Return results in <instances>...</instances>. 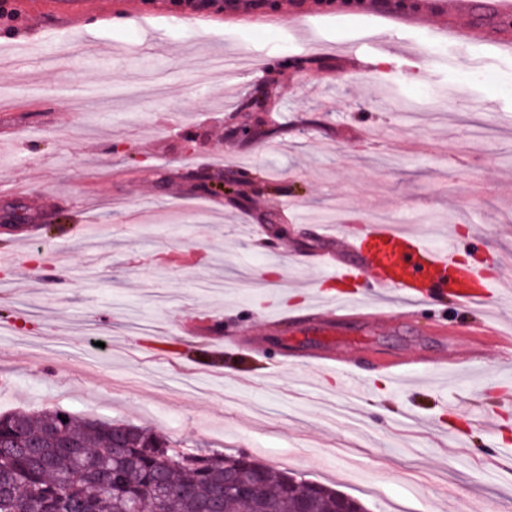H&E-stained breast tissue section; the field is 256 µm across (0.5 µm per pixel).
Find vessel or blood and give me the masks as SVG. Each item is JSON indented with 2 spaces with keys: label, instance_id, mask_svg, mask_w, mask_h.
<instances>
[{
  "label": "vessel or blood",
  "instance_id": "vessel-or-blood-1",
  "mask_svg": "<svg viewBox=\"0 0 512 512\" xmlns=\"http://www.w3.org/2000/svg\"><path fill=\"white\" fill-rule=\"evenodd\" d=\"M448 12L463 16L465 25L449 23L448 37L494 46L512 55V33L502 30L503 21L512 18V0H447ZM328 273L345 280L354 273L374 277V289L356 296L341 294L330 308L313 307L290 322L304 332L332 335L354 319L365 326L383 323L388 313L380 305L383 291L399 293L412 307L427 302L453 301L466 310L480 308L483 298L497 294L496 280L481 277L478 271L462 268L452 248L432 246L416 233L398 224H370L359 235L341 233L336 247L324 252ZM482 338L475 341L459 362L468 365L482 359L484 337H491L501 351L512 353V336L502 332L493 321L484 320Z\"/></svg>",
  "mask_w": 512,
  "mask_h": 512
}]
</instances>
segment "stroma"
Returning <instances> with one entry per match:
<instances>
[{
    "instance_id": "obj_1",
    "label": "stroma",
    "mask_w": 512,
    "mask_h": 512,
    "mask_svg": "<svg viewBox=\"0 0 512 512\" xmlns=\"http://www.w3.org/2000/svg\"><path fill=\"white\" fill-rule=\"evenodd\" d=\"M0 24V414L63 408L152 426L182 448L248 453L335 488L368 512H473L512 501V361L367 369L359 396L329 367L282 366L331 346L350 357L463 355L478 313L447 302L363 334L266 329L335 280L311 256L336 232L405 224L495 264L512 282V57L436 37L434 16L300 10L196 16L170 0H14ZM389 52L358 72L349 44ZM276 76L262 118L232 135L258 64ZM480 64L489 81L469 77ZM227 192H198L194 173ZM296 208L287 220L281 202ZM67 282L33 279L50 261ZM446 320L454 334L439 335ZM248 329L266 352L218 349Z\"/></svg>"
}]
</instances>
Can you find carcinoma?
<instances>
[{"label":"carcinoma","instance_id":"1","mask_svg":"<svg viewBox=\"0 0 512 512\" xmlns=\"http://www.w3.org/2000/svg\"><path fill=\"white\" fill-rule=\"evenodd\" d=\"M258 484L262 494L216 499L224 478ZM314 512H335L340 498L311 483ZM298 512L301 481L246 453L176 448L150 428L60 409L0 415V512Z\"/></svg>","mask_w":512,"mask_h":512}]
</instances>
